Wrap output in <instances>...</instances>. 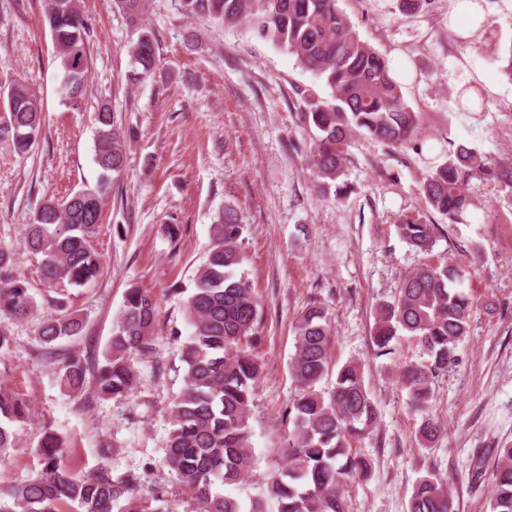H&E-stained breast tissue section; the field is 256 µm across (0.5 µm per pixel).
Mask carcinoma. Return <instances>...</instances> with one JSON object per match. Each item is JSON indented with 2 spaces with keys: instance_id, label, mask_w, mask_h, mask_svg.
Returning a JSON list of instances; mask_svg holds the SVG:
<instances>
[{
  "instance_id": "1",
  "label": "carcinoma",
  "mask_w": 512,
  "mask_h": 512,
  "mask_svg": "<svg viewBox=\"0 0 512 512\" xmlns=\"http://www.w3.org/2000/svg\"><path fill=\"white\" fill-rule=\"evenodd\" d=\"M188 18H207L225 25H248L258 36L286 48L302 68L325 81L331 98L308 100L303 123L316 130L311 170L319 192L344 199L350 187L343 180L347 148L355 135H367L393 147L417 146V116L390 75L388 60L365 41L338 7L339 0H176ZM114 7L141 34L128 48V80L140 82L160 69L153 36L143 26L149 0H113ZM55 57L62 71L59 94L65 104L80 97L89 73L88 22L79 0H43ZM8 120L0 122V140L29 153L43 126L36 91L12 85L6 98ZM95 161L100 169L94 186H84L66 201L48 199L27 225L25 246L44 256L43 275L50 283L83 287L104 271L101 255L92 247L99 232L104 199L126 165L130 134L114 121L104 105L95 113ZM474 179L498 184L512 195V164H497L463 143L448 150V159L423 180L427 204L448 223L461 221L472 198ZM401 239L415 252L429 254L438 226L418 217L398 220ZM242 224L237 210L224 208L213 225V246L199 267L195 288L183 308L191 332L178 346L183 387L169 412L165 464L172 482L195 502L194 512H348L349 486L368 480L370 461L350 440L369 434L377 420L375 402L365 385L364 367L344 363L332 388L321 382L330 372V347L335 326L326 307L308 304L293 325L294 351L290 374L297 387L281 413L287 425L278 446L271 449L281 465L263 478V492L243 502L226 493L253 477L251 444L253 396L261 374L250 347L259 339L262 307L246 275ZM13 254L0 249V315L15 320L33 315L35 302L28 283L7 273ZM466 271L457 264L422 262L408 273L389 300L375 306L371 342L376 357L394 353L395 341L414 338L420 360L398 367V384L408 406L421 422L423 445L442 433L432 413L434 385L454 370L458 347L468 337L474 298L462 288ZM159 317L154 297L130 288L102 355L63 352L57 345L82 335L84 321L59 302L56 314L38 322L43 345L41 363L55 369L57 382L77 408L89 395L127 400L141 386L137 364L154 353V329ZM28 400L0 383V456L17 446V426L33 419ZM38 455L40 470L32 477L0 487V512H62L65 504L77 512H173L164 489L141 474L115 475L99 464L77 470L62 437L45 429ZM473 476L489 480V512H512V446L497 450L491 469L484 462ZM408 512H453L448 482L434 474L418 478Z\"/></svg>"
}]
</instances>
